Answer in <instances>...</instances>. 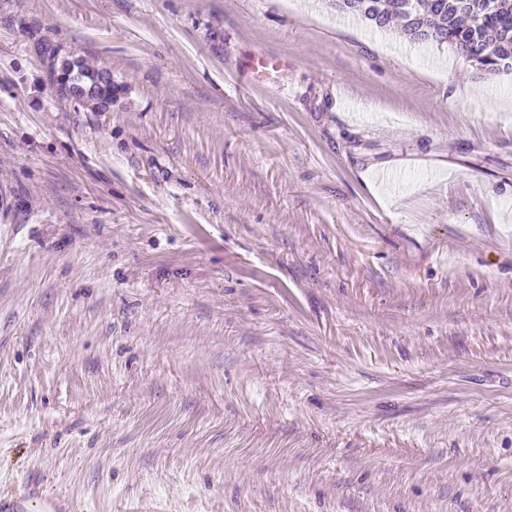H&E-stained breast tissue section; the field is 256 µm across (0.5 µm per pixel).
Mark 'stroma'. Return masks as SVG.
I'll return each instance as SVG.
<instances>
[{
  "mask_svg": "<svg viewBox=\"0 0 512 512\" xmlns=\"http://www.w3.org/2000/svg\"><path fill=\"white\" fill-rule=\"evenodd\" d=\"M259 51L276 84L231 73ZM31 491L512 512V75L328 0H0V499ZM48 61L52 82H55L53 86L60 96L67 98L70 92V100L79 106L91 107L95 112L100 111L102 102L112 105V83L99 86L96 82L100 73L108 71L107 68L92 65L83 59H59L55 51L49 53ZM74 84L83 86L87 92L81 101L75 91H70Z\"/></svg>",
  "mask_w": 512,
  "mask_h": 512,
  "instance_id": "obj_1",
  "label": "stroma"
}]
</instances>
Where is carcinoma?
Listing matches in <instances>:
<instances>
[{
    "mask_svg": "<svg viewBox=\"0 0 512 512\" xmlns=\"http://www.w3.org/2000/svg\"><path fill=\"white\" fill-rule=\"evenodd\" d=\"M354 7L336 5L344 14L360 17L378 30L401 21V34L411 44L448 45L471 62L476 70L512 74V0H413L417 25L431 31L424 36L411 30L402 10L403 0H356ZM56 92L67 97L72 85H81L86 95L78 102L94 111L112 102V85L100 86L97 78L106 71L83 59H60L48 55Z\"/></svg>",
    "mask_w": 512,
    "mask_h": 512,
    "instance_id": "carcinoma-1",
    "label": "carcinoma"
}]
</instances>
